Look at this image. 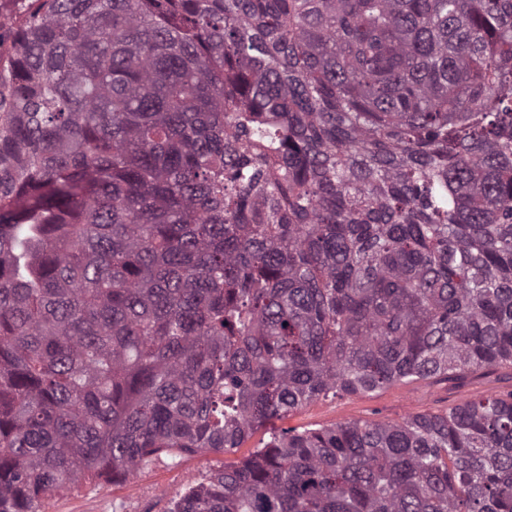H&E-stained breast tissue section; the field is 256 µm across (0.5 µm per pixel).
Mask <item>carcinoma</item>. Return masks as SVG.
<instances>
[{"label":"carcinoma","mask_w":512,"mask_h":512,"mask_svg":"<svg viewBox=\"0 0 512 512\" xmlns=\"http://www.w3.org/2000/svg\"><path fill=\"white\" fill-rule=\"evenodd\" d=\"M30 4L0 51V512L512 365V0ZM168 512H512V393L273 430ZM512 391V368H487L461 382L426 380L401 383L370 395H338L314 400L273 426L281 429L330 428L346 422L401 421L416 414H436L473 396Z\"/></svg>","instance_id":"carcinoma-1"}]
</instances>
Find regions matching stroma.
<instances>
[{
  "instance_id": "stroma-1",
  "label": "stroma",
  "mask_w": 512,
  "mask_h": 512,
  "mask_svg": "<svg viewBox=\"0 0 512 512\" xmlns=\"http://www.w3.org/2000/svg\"><path fill=\"white\" fill-rule=\"evenodd\" d=\"M512 392V367L487 368L461 382L426 380L401 383L370 395H339L314 400L282 420L275 429H320L346 422H395L416 414H436L481 395ZM266 431H258L236 452L161 458L125 480L103 487L87 485L46 498L44 512H167L189 488L224 465H233L262 447Z\"/></svg>"
}]
</instances>
